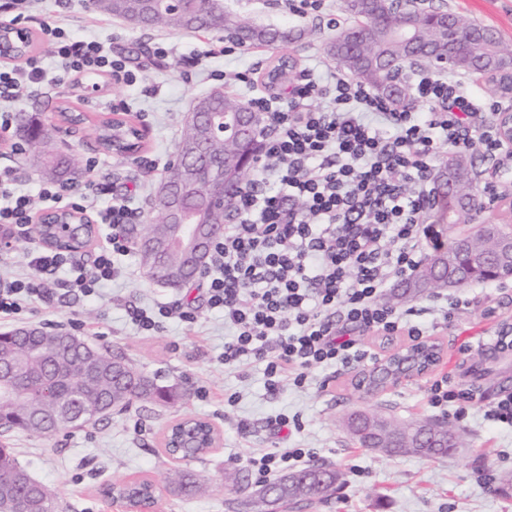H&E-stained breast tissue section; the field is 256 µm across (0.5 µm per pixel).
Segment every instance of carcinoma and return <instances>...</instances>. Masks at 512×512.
Masks as SVG:
<instances>
[{
  "mask_svg": "<svg viewBox=\"0 0 512 512\" xmlns=\"http://www.w3.org/2000/svg\"><path fill=\"white\" fill-rule=\"evenodd\" d=\"M91 9L108 17L128 19L139 16L143 28H170L195 32H222L246 47L286 46L304 36L301 29L261 27L237 13L224 12V0H90ZM345 22L338 27L328 51L336 66L352 77L370 85L396 106H405L411 99L410 86L399 79L403 64L413 61L424 68L438 69L448 58V20L452 14L443 10L423 11L412 4L399 11L390 0H339ZM481 41L465 43L453 64H466V72L488 82L493 90L505 95L512 90V47L506 46L487 27H482ZM296 67L291 56L274 59L263 75L270 89L282 90ZM213 113L216 129L212 133L185 123L175 157L168 165L161 183L188 193L194 199L198 220L218 224L224 213L215 209L208 198L207 181L224 174L227 188L226 204L234 207L239 188L253 169L260 149L255 143L243 148L231 129L239 114L250 111L238 97L216 92L198 99L194 111ZM100 146L108 152L137 153L146 148L144 137L127 115L112 113L98 116L93 124ZM46 172L62 177L70 172L72 161L55 153L51 135L38 123L26 128ZM472 168L469 156L448 153L439 165L441 197L435 203L436 223L446 230V240L434 247L407 285L408 295L389 296L390 304L418 299L433 290L428 284L436 263L447 253L459 250L461 225L466 233L483 242L484 232H492V224H473L481 206L478 185L466 177ZM173 225L165 223L161 205L152 208L147 232L157 241L170 239ZM164 280L186 274L188 252L171 247L164 256ZM448 272L443 265L438 269ZM0 369L12 370L15 382L0 376V437L12 431L34 437H51L66 428H79L92 419L123 412L138 403L174 404L185 393L177 385H162L158 378L137 371L125 356L106 348L86 346V340L72 333L46 330L38 336L26 330L1 333ZM351 439L362 448H373L380 439L394 440L387 449L391 455H414L440 459L464 447L462 435L451 422L425 418L402 423L386 415L378 417L356 409L345 418ZM171 443L194 454L205 452L210 445L204 423L187 417L177 427ZM343 474L326 465L312 468L299 476L304 485H288V476L263 485L270 493L262 502L250 500L257 512H290L305 502L324 501L336 492ZM168 489L176 494L191 495L203 489L197 476L185 470H173L166 478ZM118 496L126 505L140 512L157 501L158 487L148 478L129 479L117 487ZM50 490L31 478L16 458L13 449L0 443V512H56Z\"/></svg>",
  "mask_w": 512,
  "mask_h": 512,
  "instance_id": "obj_1",
  "label": "carcinoma"
}]
</instances>
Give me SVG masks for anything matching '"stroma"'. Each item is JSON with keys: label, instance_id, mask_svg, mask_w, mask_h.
Returning <instances> with one entry per match:
<instances>
[{"label": "stroma", "instance_id": "obj_1", "mask_svg": "<svg viewBox=\"0 0 512 512\" xmlns=\"http://www.w3.org/2000/svg\"><path fill=\"white\" fill-rule=\"evenodd\" d=\"M89 0H23L10 12H0V23L39 31L41 23L60 27L65 36L96 40L125 58L136 74L125 83L103 75L97 85L64 82L38 88L13 107L11 142L0 144V172L8 171L18 187L35 199L36 213L49 210L39 193L50 184L30 150L13 152L12 142H24L22 126L33 117L43 125H55L56 151L75 155L80 165L70 175L74 194L106 175L113 196L149 213L155 191L174 155L185 117L196 100L221 89L241 99L264 93L259 77L274 57L266 47L236 48L224 52L220 33H190L143 29L112 17H92ZM418 7L440 9L493 28L512 44V0H416ZM226 10L245 15L259 25L300 24L302 39L287 46L298 69L319 73L333 71L327 44L335 35L332 19L338 18L336 0H323V11L303 19L289 16L282 0H224ZM169 50L166 61L154 56L157 45ZM201 66H191L197 55ZM251 74L252 83L237 79ZM68 100L89 116L114 108L132 113L146 133L145 157L125 159L97 151L91 126L71 132L58 126L55 110ZM144 157V158H145ZM36 234L11 240L0 248V285L21 275H31L27 254L37 245ZM119 279L92 296L60 291L51 304H34L22 324H61L90 344L123 353L147 375H161L164 382L188 389L187 400L169 406L137 404L127 411L90 422L78 429L61 431L52 438H33L21 432L9 437L19 462L30 475L45 484L65 512H126L121 503L99 493L104 484L137 476L163 483L174 468H184L205 481L194 497L163 493L155 512H243L238 493L227 479L244 477L249 490L262 485L247 464L260 449L307 448L317 462L330 464L344 474L339 490L327 501L299 512H512V489L494 490L502 473L512 472V429L487 416L503 391L512 392V354L500 348L472 349L462 353L464 342L512 332V277L492 294L468 286L458 294L466 299L448 323L434 315L416 317L424 337L443 346V360L434 374L402 382L384 392L363 397L354 390L352 370L335 374L315 369L314 378H327L326 388L295 387L283 382L277 391L265 384L264 365L254 361L241 370L225 369L224 314L210 308L203 285L178 291L148 280L138 258L125 261ZM173 300L193 307L197 322L188 325L171 315L151 336L142 335L129 310H152ZM449 378L471 388L475 398L463 417L441 413L430 401L435 380ZM234 404H227V397ZM353 409L382 411L402 422L422 417L446 418L462 434L466 445L455 454L435 460L417 456L390 457L355 445L343 427ZM186 415L208 419L222 433V442L201 460L175 461L160 445L162 434L174 420ZM298 419L299 428H280V417Z\"/></svg>", "mask_w": 512, "mask_h": 512}]
</instances>
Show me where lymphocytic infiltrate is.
<instances>
[{
	"label": "lymphocytic infiltrate",
	"mask_w": 512,
	"mask_h": 512,
	"mask_svg": "<svg viewBox=\"0 0 512 512\" xmlns=\"http://www.w3.org/2000/svg\"><path fill=\"white\" fill-rule=\"evenodd\" d=\"M41 32L61 61L58 80L90 82L102 74L133 77L125 60L113 58L95 40L64 38L42 23ZM46 77L39 59L24 68L0 67V97L18 103ZM470 78L420 72L415 96L427 111L396 108L364 83L339 72L322 80L305 71L288 95L259 94L249 106L265 113L272 131L263 142L259 175L245 181L235 223L213 242L207 302L224 311L223 363L239 368L255 359L265 365L269 389L288 380L307 386L314 369L374 363L377 352L359 336L420 335L414 308L381 305L392 282L410 278L422 260V242L432 238L426 222L432 167L441 149L476 153L493 165L512 161L495 124L473 135L474 117L495 102L478 101ZM111 183L101 178L74 195L64 183L43 188V199L94 213L108 232L92 263L68 252L34 247L28 264L39 278L13 280L0 289V321L16 320L27 305L50 303L57 273L73 271L72 285L95 294L123 272L133 250L128 230L141 213L118 199L99 208ZM33 204L0 173V242L32 222ZM302 448L253 454L260 479L305 466Z\"/></svg>",
	"instance_id": "f902f5d3"
}]
</instances>
